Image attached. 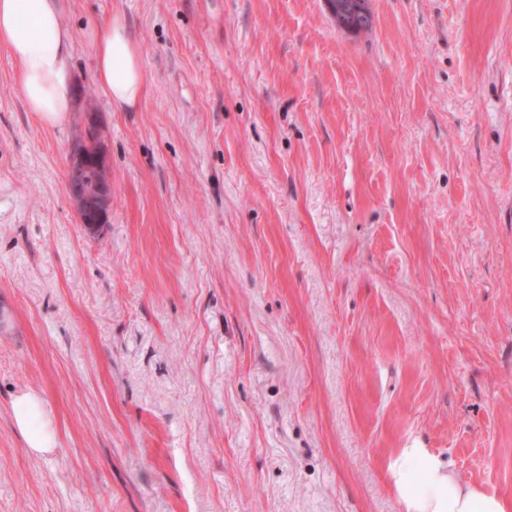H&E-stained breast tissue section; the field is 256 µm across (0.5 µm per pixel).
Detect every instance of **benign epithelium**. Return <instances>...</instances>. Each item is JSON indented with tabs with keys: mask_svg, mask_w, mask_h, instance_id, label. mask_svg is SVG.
<instances>
[{
	"mask_svg": "<svg viewBox=\"0 0 512 512\" xmlns=\"http://www.w3.org/2000/svg\"><path fill=\"white\" fill-rule=\"evenodd\" d=\"M104 161L103 151L92 152V149L75 144L69 153L68 169L72 178L67 180V187L72 197L79 222L91 234H97L107 223V213L112 200V184L109 179L97 181L93 190H83L85 176L100 170Z\"/></svg>",
	"mask_w": 512,
	"mask_h": 512,
	"instance_id": "1",
	"label": "benign epithelium"
}]
</instances>
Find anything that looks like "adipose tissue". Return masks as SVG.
<instances>
[{"label": "adipose tissue", "instance_id": "obj_1", "mask_svg": "<svg viewBox=\"0 0 512 512\" xmlns=\"http://www.w3.org/2000/svg\"><path fill=\"white\" fill-rule=\"evenodd\" d=\"M85 37L95 56L98 82L112 105L135 107L146 87L136 45L121 17L90 27ZM74 35L60 0H0V46L19 66V86L28 111L44 125L62 123L73 108L66 60ZM12 419L30 452L56 448L51 413L35 392L18 395ZM405 512H512V501L462 484L428 449L406 448L387 470Z\"/></svg>", "mask_w": 512, "mask_h": 512}]
</instances>
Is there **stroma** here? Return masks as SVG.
Returning a JSON list of instances; mask_svg holds the SVG:
<instances>
[{
	"label": "stroma",
	"instance_id": "1",
	"mask_svg": "<svg viewBox=\"0 0 512 512\" xmlns=\"http://www.w3.org/2000/svg\"><path fill=\"white\" fill-rule=\"evenodd\" d=\"M63 7L61 124L0 46V512H405L413 446L512 499V0H371L355 36L325 0ZM112 15L132 109L84 37ZM90 114L95 235L66 187ZM95 56L98 82L110 103L135 107L146 87V75L136 45L119 16L109 17L85 32ZM12 419L17 431L34 454H46L57 448V431L51 413L36 392H24L12 403Z\"/></svg>",
	"mask_w": 512,
	"mask_h": 512
}]
</instances>
